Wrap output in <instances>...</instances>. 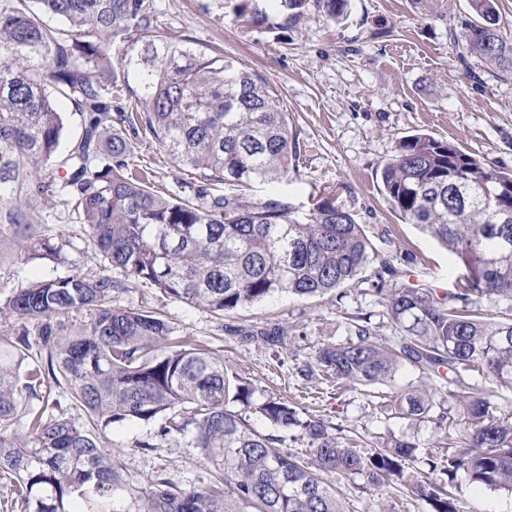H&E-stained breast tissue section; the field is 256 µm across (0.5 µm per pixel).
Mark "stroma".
<instances>
[{
    "label": "stroma",
    "mask_w": 512,
    "mask_h": 512,
    "mask_svg": "<svg viewBox=\"0 0 512 512\" xmlns=\"http://www.w3.org/2000/svg\"><path fill=\"white\" fill-rule=\"evenodd\" d=\"M157 38L179 35L191 47L223 50L247 64L281 95L300 143V153L286 180L256 183L247 191L260 203L276 198L298 216L308 214L317 195H333L355 214L369 234L389 230L400 242L394 260L405 283L438 290L454 288L458 277L448 253L411 224L402 223L381 194L379 163L397 140L416 131L458 143L486 162L512 170V80L504 81L483 59L463 53L452 35L471 20L469 0H349L348 16L335 23L313 13L299 24L273 34L235 17L228 0H153ZM149 168L161 190L191 195L196 178L174 164L151 138H141L131 157ZM37 234L51 238L60 253L56 262L23 261L5 248L0 253V305L18 287L37 279L89 272L91 241L83 227L64 224L63 206L41 203ZM122 308L160 312L172 337L210 348L255 385V402L288 398L307 416L358 434L368 445L412 437L421 447L434 440L430 427L415 426L386 414L387 389L335 386L299 381L295 365L327 343L345 341L344 314L379 313L372 294L357 287L342 298L328 294L299 298L276 294L227 319L200 306L164 297L143 283L118 301ZM299 325L301 334L287 347L240 344L226 325L264 322ZM156 424L113 425L106 451L126 483L148 487L154 471L165 470L179 485L207 486L210 470L188 439L155 440ZM155 441L151 450L140 449ZM335 483L349 512H426L407 493L365 490L364 478L339 476ZM464 512H512V495L476 488L467 474L454 478Z\"/></svg>",
    "instance_id": "obj_1"
}]
</instances>
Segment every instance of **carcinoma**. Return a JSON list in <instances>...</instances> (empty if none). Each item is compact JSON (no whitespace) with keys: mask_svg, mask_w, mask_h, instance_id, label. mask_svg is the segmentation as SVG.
Here are the masks:
<instances>
[{"mask_svg":"<svg viewBox=\"0 0 512 512\" xmlns=\"http://www.w3.org/2000/svg\"><path fill=\"white\" fill-rule=\"evenodd\" d=\"M237 0L238 18L286 29L310 11L347 16L348 0ZM477 20L453 36L469 54L512 80V38L496 0H470ZM62 22L51 26L44 16ZM149 0H0V250L33 241L31 255L54 261L57 247L33 239L39 212L25 197L59 203L86 228L93 259L121 272L74 273L13 291L0 328V488L19 512H346L330 474L360 475L374 488L406 487L430 512H462L448 489L458 471L512 494V420L495 414L477 375L512 389V170L491 166L427 133L400 138L380 164L381 192L463 264L457 288L407 286L364 225L318 196L306 216L270 199L252 203L219 187L288 178L299 142L281 97L245 64L194 49L181 38H152ZM133 41L143 110L112 119V45ZM83 117L61 142V104ZM159 140L173 162L197 175L193 194L154 189L130 166L126 129ZM400 333L380 341L371 316L345 322L348 338L297 365L305 381L388 386L404 364L420 385L393 395L391 416L435 434L442 456L411 469L418 443L398 438L365 450L320 418L268 397L255 406L267 430L233 410L249 406L254 384L208 349L169 345L159 313L114 306L136 282L222 318L268 297L324 296L363 283ZM498 315L492 316V310ZM87 312L88 319L70 315ZM297 326L237 330L243 343L283 345ZM39 356L27 362L30 336ZM56 386L85 410L78 424L60 400L36 405ZM453 405H447L448 400ZM158 423L156 436L190 437L210 467L205 487L172 483L163 469L146 489H127L105 453L114 423ZM299 431L304 457L285 447Z\"/></svg>","mask_w":512,"mask_h":512,"instance_id":"obj_1","label":"carcinoma"}]
</instances>
